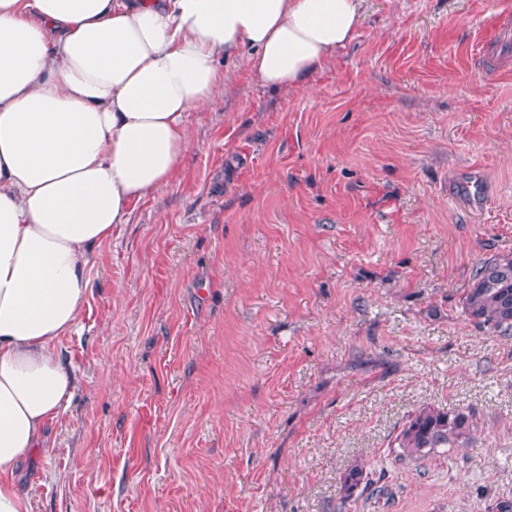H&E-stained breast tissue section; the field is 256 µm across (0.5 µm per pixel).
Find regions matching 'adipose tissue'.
Returning <instances> with one entry per match:
<instances>
[{
    "mask_svg": "<svg viewBox=\"0 0 512 512\" xmlns=\"http://www.w3.org/2000/svg\"><path fill=\"white\" fill-rule=\"evenodd\" d=\"M361 0H0V512H32L20 467L73 378L96 249L172 184L185 115L228 61L307 87L355 36Z\"/></svg>",
    "mask_w": 512,
    "mask_h": 512,
    "instance_id": "obj_1",
    "label": "adipose tissue"
}]
</instances>
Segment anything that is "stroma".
I'll use <instances>...</instances> for the list:
<instances>
[{
    "label": "stroma",
    "mask_w": 512,
    "mask_h": 512,
    "mask_svg": "<svg viewBox=\"0 0 512 512\" xmlns=\"http://www.w3.org/2000/svg\"><path fill=\"white\" fill-rule=\"evenodd\" d=\"M512 0H364L310 88L234 68L178 179L92 259L75 388L23 465L33 512H498L512 335L462 300L512 255ZM474 441L417 462L418 408ZM367 483L344 498L354 464ZM474 414L426 406L412 414L395 438L398 457L417 462L435 448L468 446L475 438Z\"/></svg>",
    "instance_id": "obj_1"
}]
</instances>
